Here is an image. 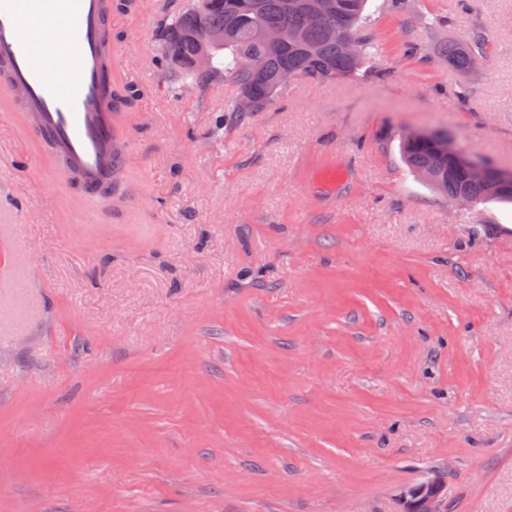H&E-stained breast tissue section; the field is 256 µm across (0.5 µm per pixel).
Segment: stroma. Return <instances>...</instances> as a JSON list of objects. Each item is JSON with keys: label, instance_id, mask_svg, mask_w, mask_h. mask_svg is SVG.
Instances as JSON below:
<instances>
[{"label": "stroma", "instance_id": "35a3bbf8", "mask_svg": "<svg viewBox=\"0 0 512 512\" xmlns=\"http://www.w3.org/2000/svg\"><path fill=\"white\" fill-rule=\"evenodd\" d=\"M186 3L111 16L120 205L85 214L0 113V512H403L437 473L451 512H512V204L446 200L397 138L512 170V0H370L364 76L244 116L162 63ZM467 40L461 39L462 42H468V45L458 41L448 43L445 47L449 65L464 71L482 67L486 57L485 38L480 31H471Z\"/></svg>", "mask_w": 512, "mask_h": 512}]
</instances>
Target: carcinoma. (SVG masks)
Here are the masks:
<instances>
[{"mask_svg": "<svg viewBox=\"0 0 512 512\" xmlns=\"http://www.w3.org/2000/svg\"><path fill=\"white\" fill-rule=\"evenodd\" d=\"M190 0L163 30L164 47L180 36V61L169 62L182 83L202 86L215 78L233 84L238 95L253 98L251 111L260 112L275 96L273 83L284 68L299 78L320 84L354 77L375 55L372 18L366 13L368 0H335L337 9L311 25L303 11L307 0ZM224 33V43L212 49L210 72L200 73L190 65L198 51L189 34L198 28ZM262 28L278 29L286 40L268 47L257 37ZM468 44L451 42L445 47L448 64L469 71L483 65L486 43L473 30ZM250 57L255 66L247 67ZM404 161L422 180L454 200L459 195L474 207L488 201L512 202V188L506 190L493 179L475 180L465 167L440 153L434 140L400 139Z\"/></svg>", "mask_w": 512, "mask_h": 512, "instance_id": "1", "label": "carcinoma"}]
</instances>
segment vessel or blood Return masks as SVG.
<instances>
[{
  "mask_svg": "<svg viewBox=\"0 0 512 512\" xmlns=\"http://www.w3.org/2000/svg\"><path fill=\"white\" fill-rule=\"evenodd\" d=\"M109 0H0V81L19 92L29 134L48 141L84 199L105 202L125 165L124 115L103 106L115 88Z\"/></svg>",
  "mask_w": 512,
  "mask_h": 512,
  "instance_id": "vessel-or-blood-1",
  "label": "vessel or blood"
}]
</instances>
